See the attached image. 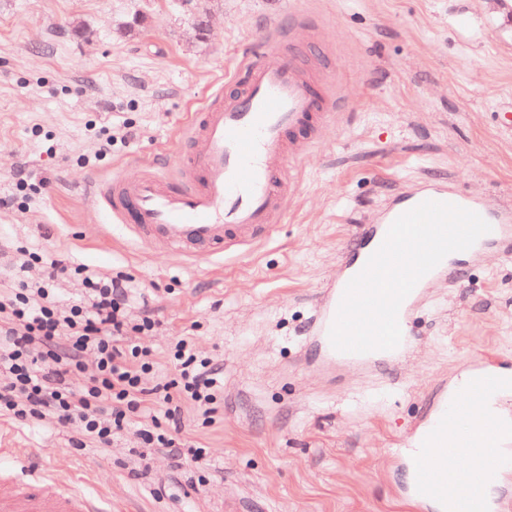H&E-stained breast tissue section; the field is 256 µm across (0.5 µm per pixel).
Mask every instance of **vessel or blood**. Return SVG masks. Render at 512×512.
I'll return each mask as SVG.
<instances>
[{
	"mask_svg": "<svg viewBox=\"0 0 512 512\" xmlns=\"http://www.w3.org/2000/svg\"><path fill=\"white\" fill-rule=\"evenodd\" d=\"M289 35L274 26L267 37L269 52L246 55L240 63L245 79L237 89L216 91L190 113L181 132L186 145L168 150L167 164L147 159L138 177L116 172L97 183L92 196L110 223L122 225L138 244L177 252L197 264L238 256L272 236L297 189L298 179L288 170L293 138L315 141L341 104L334 95L318 92L320 75L286 51ZM428 200L479 214L491 227L487 240L512 243V204L488 208L449 181L400 189L375 222L361 225L356 258L344 262L336 284L318 299L315 333L329 360L383 361L400 369L403 356L417 343L409 328L413 306L436 273L457 279L456 267L444 260L418 281L400 306L402 339L395 349L352 353L332 346L329 332L347 284L381 246L392 223ZM501 383L497 359L482 356L473 382L458 391L454 402L440 401L411 461L410 497L418 512H512V500L492 503L484 494L492 480L512 470L499 452L502 440L512 441V426L486 417L482 400L483 393ZM465 416L477 418L479 426L463 438L457 423ZM452 459L466 460V468L449 470ZM53 481L50 473L4 470L0 512H107L105 501L81 490L51 491Z\"/></svg>",
	"mask_w": 512,
	"mask_h": 512,
	"instance_id": "obj_1",
	"label": "vessel or blood"
}]
</instances>
